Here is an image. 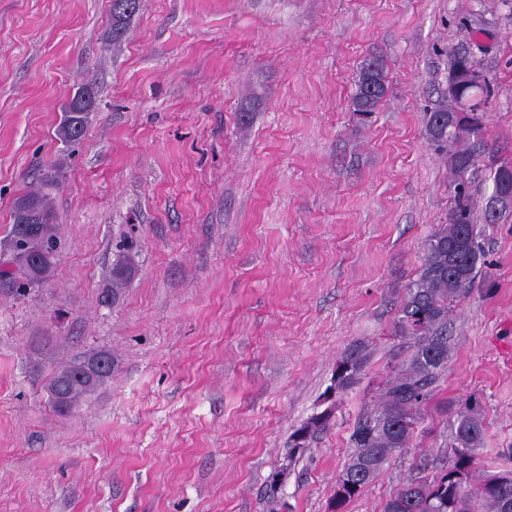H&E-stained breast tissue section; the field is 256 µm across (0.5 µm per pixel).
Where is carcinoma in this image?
Here are the masks:
<instances>
[{"mask_svg":"<svg viewBox=\"0 0 512 512\" xmlns=\"http://www.w3.org/2000/svg\"><path fill=\"white\" fill-rule=\"evenodd\" d=\"M386 93L370 96L362 86L356 87L353 111L370 115L376 111ZM453 99L427 113L426 133L436 149L449 152V188L453 205L448 223L432 235L417 278L406 289L394 319V335L406 344L394 374L383 384L374 408L355 422L350 441L354 452L336 481L330 505L335 512L358 496L383 471L397 452L409 447L414 431L423 419V410L436 383L447 372L450 339L448 317L454 304L465 297L474 278L480 250L476 241L475 204L469 174L475 165L483 140L469 138L471 128H450L438 121L448 116ZM91 123V113L80 118L76 131L58 124L57 139L71 145L82 139ZM58 185L56 176L47 175L39 185L21 192L13 201L11 228L4 249L6 260L0 268V286L25 295L27 290L49 280L56 267V234L53 200L50 189ZM466 236L467 246L461 258L464 275L457 276L448 256V245ZM137 267L128 253H119L109 272L108 291L117 296L134 278ZM368 352L357 345L344 352L338 363L352 364L348 375L340 380L348 391L361 379ZM86 356H79L57 368L47 385L50 402L62 415L69 413L81 400L92 395L99 385L82 377ZM331 416L312 417L305 427L308 440L292 445L288 458L299 459L309 440L324 431ZM485 428L477 405L466 404L451 423L453 456L430 481L408 480L383 505V512H394L400 498L413 502L412 512H512V470L481 474Z\"/></svg>","mask_w":512,"mask_h":512,"instance_id":"1","label":"carcinoma"}]
</instances>
